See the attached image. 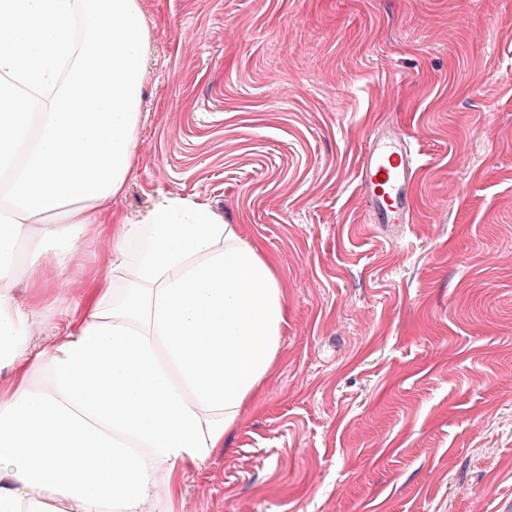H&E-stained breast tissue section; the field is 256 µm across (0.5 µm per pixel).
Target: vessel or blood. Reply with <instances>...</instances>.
I'll return each mask as SVG.
<instances>
[{
	"mask_svg": "<svg viewBox=\"0 0 512 512\" xmlns=\"http://www.w3.org/2000/svg\"><path fill=\"white\" fill-rule=\"evenodd\" d=\"M360 188L372 223L401 232L410 224L409 190L417 174L413 146L402 129L374 128L359 164Z\"/></svg>",
	"mask_w": 512,
	"mask_h": 512,
	"instance_id": "b4317fda",
	"label": "vessel or blood"
}]
</instances>
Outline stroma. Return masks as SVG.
<instances>
[{
  "label": "stroma",
  "mask_w": 512,
  "mask_h": 512,
  "mask_svg": "<svg viewBox=\"0 0 512 512\" xmlns=\"http://www.w3.org/2000/svg\"><path fill=\"white\" fill-rule=\"evenodd\" d=\"M139 149L113 210L205 203L273 259L288 325L172 512H512V0H140ZM411 230L370 223L377 123ZM360 188L373 224L394 233L411 224L409 190L417 174L413 146L402 129L374 128L359 164Z\"/></svg>",
  "instance_id": "stroma-1"
}]
</instances>
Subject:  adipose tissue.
<instances>
[{"instance_id": "1", "label": "adipose tissue", "mask_w": 512, "mask_h": 512, "mask_svg": "<svg viewBox=\"0 0 512 512\" xmlns=\"http://www.w3.org/2000/svg\"><path fill=\"white\" fill-rule=\"evenodd\" d=\"M140 0H0V512H157L267 381L288 306L260 246L205 205L113 211L136 159ZM75 305L19 301L91 242ZM104 247L105 241L99 238L75 261L68 272L74 288L81 289L92 280L102 261Z\"/></svg>"}]
</instances>
